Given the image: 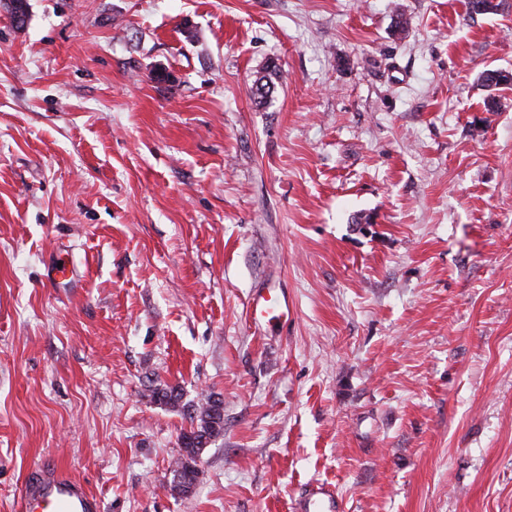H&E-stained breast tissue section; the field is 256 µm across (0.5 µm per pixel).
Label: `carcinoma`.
<instances>
[{
  "mask_svg": "<svg viewBox=\"0 0 512 512\" xmlns=\"http://www.w3.org/2000/svg\"><path fill=\"white\" fill-rule=\"evenodd\" d=\"M3 7L11 16H19L16 27H23L29 18L27 0H0ZM277 75L276 65L269 64L266 73L254 80L250 93L255 104L262 106L274 91L273 77ZM484 86L492 89L512 88V77L502 75L500 70H486L480 76ZM153 401L163 403L174 409H181L188 419L189 426L182 429L179 441V455L173 467L171 491L177 494H188L195 486L198 467L197 462L202 449L207 447L224 434V404L219 398L209 396L202 403H184L183 394L173 386L155 387L150 390Z\"/></svg>",
  "mask_w": 512,
  "mask_h": 512,
  "instance_id": "cac0c4a2",
  "label": "carcinoma"
}]
</instances>
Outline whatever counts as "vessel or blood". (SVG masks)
<instances>
[{
	"label": "vessel or blood",
	"instance_id": "b4317fda",
	"mask_svg": "<svg viewBox=\"0 0 512 512\" xmlns=\"http://www.w3.org/2000/svg\"><path fill=\"white\" fill-rule=\"evenodd\" d=\"M288 314V294L262 288L251 299L255 329L274 332ZM18 512H98L99 500L82 484L70 480L51 462L36 465L26 478L17 502ZM296 512H338L334 492L326 486L311 487L295 504Z\"/></svg>",
	"mask_w": 512,
	"mask_h": 512
}]
</instances>
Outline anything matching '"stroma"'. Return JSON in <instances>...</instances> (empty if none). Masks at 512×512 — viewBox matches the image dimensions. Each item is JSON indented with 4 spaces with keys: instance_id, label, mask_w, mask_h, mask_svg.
Wrapping results in <instances>:
<instances>
[{
    "instance_id": "obj_1",
    "label": "stroma",
    "mask_w": 512,
    "mask_h": 512,
    "mask_svg": "<svg viewBox=\"0 0 512 512\" xmlns=\"http://www.w3.org/2000/svg\"><path fill=\"white\" fill-rule=\"evenodd\" d=\"M466 2L0 9V512L45 458L101 512H512V0ZM165 384L224 402L187 497ZM276 65L270 63L266 67V73L254 80L250 93L256 105H264L269 98H271L274 91L273 77L277 75ZM250 315L255 329L271 333L280 330L288 315L287 292L283 288H260L251 299ZM298 512H338L340 506L334 492L324 485L311 487L296 503Z\"/></svg>"
}]
</instances>
